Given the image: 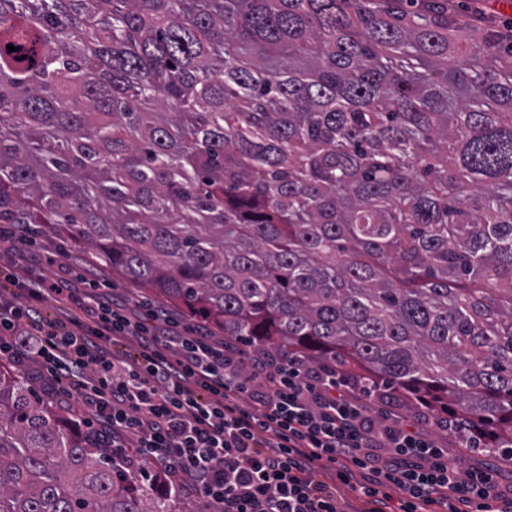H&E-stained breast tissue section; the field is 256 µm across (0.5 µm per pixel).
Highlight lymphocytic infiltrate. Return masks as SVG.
Here are the masks:
<instances>
[{"mask_svg": "<svg viewBox=\"0 0 512 512\" xmlns=\"http://www.w3.org/2000/svg\"><path fill=\"white\" fill-rule=\"evenodd\" d=\"M36 236L27 224L0 226L15 252L14 290L0 297V358L40 364L111 429L126 467L157 469L174 493L222 512H343L340 484L363 512H512V486L463 468L422 431L374 425L336 371L305 370L66 276L33 277L24 247ZM50 297L66 304L62 318L40 317L35 305ZM131 336L135 352L116 353Z\"/></svg>", "mask_w": 512, "mask_h": 512, "instance_id": "1", "label": "lymphocytic infiltrate"}]
</instances>
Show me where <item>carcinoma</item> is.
Segmentation results:
<instances>
[{
	"mask_svg": "<svg viewBox=\"0 0 512 512\" xmlns=\"http://www.w3.org/2000/svg\"><path fill=\"white\" fill-rule=\"evenodd\" d=\"M0 224L512 451V39L448 0H0ZM176 501L0 365V512Z\"/></svg>",
	"mask_w": 512,
	"mask_h": 512,
	"instance_id": "carcinoma-1",
	"label": "carcinoma"
}]
</instances>
